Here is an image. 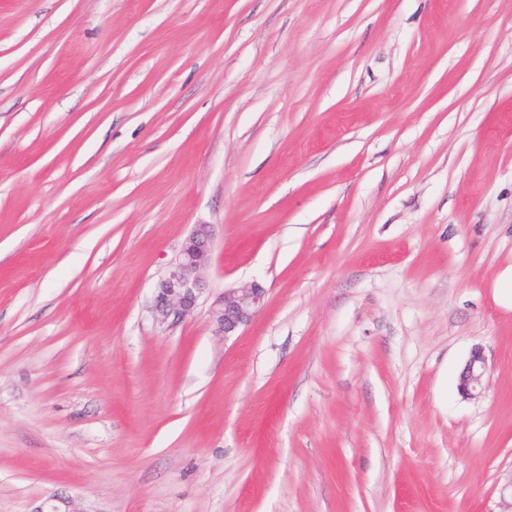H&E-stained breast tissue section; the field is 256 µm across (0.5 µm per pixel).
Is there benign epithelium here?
<instances>
[{
    "mask_svg": "<svg viewBox=\"0 0 512 512\" xmlns=\"http://www.w3.org/2000/svg\"><path fill=\"white\" fill-rule=\"evenodd\" d=\"M215 229L212 224H195L179 253L166 267L155 288L152 310L156 321L165 325L194 313L205 291L204 270L210 261ZM265 291L255 283H243L215 296L209 306V323L217 335H234L248 325L264 304ZM487 371L482 348L476 347L461 370L457 390L471 398L481 388ZM32 512H90L71 496L53 495Z\"/></svg>",
    "mask_w": 512,
    "mask_h": 512,
    "instance_id": "benign-epithelium-1",
    "label": "benign epithelium"
}]
</instances>
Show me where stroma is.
I'll return each mask as SVG.
<instances>
[{
  "label": "stroma",
  "instance_id": "obj_1",
  "mask_svg": "<svg viewBox=\"0 0 512 512\" xmlns=\"http://www.w3.org/2000/svg\"><path fill=\"white\" fill-rule=\"evenodd\" d=\"M509 272L512 0H0V512H499ZM214 225L196 224L179 253L166 267L155 288L152 310L160 325L194 313L205 288L204 270L210 261ZM265 291L255 283H243L213 296L209 323L217 335L233 336L247 326L264 304ZM487 371V364L482 348L476 347L461 370L457 390L462 398H472L481 388ZM32 512H88L77 499L71 496L53 495L35 506Z\"/></svg>",
  "mask_w": 512,
  "mask_h": 512
}]
</instances>
